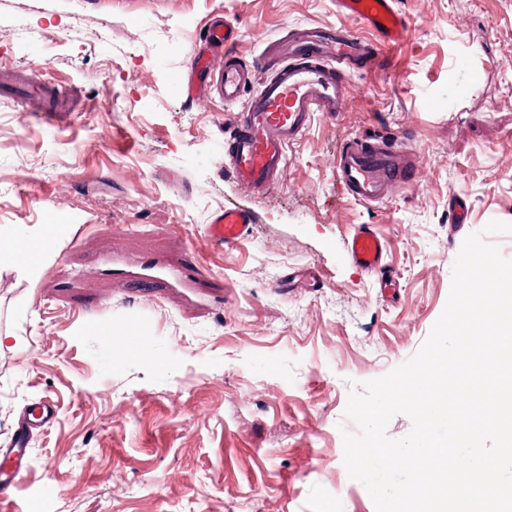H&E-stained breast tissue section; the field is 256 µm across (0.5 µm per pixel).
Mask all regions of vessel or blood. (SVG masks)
Here are the masks:
<instances>
[{
  "label": "vessel or blood",
  "mask_w": 512,
  "mask_h": 512,
  "mask_svg": "<svg viewBox=\"0 0 512 512\" xmlns=\"http://www.w3.org/2000/svg\"><path fill=\"white\" fill-rule=\"evenodd\" d=\"M348 27L310 25L297 35L272 42L268 52L279 66L272 77L256 82V72L226 55L224 65L211 67L200 48H194L188 70L180 72L188 96L214 95L225 103H241L224 144V161L235 179L256 191L274 187L281 179L290 148L308 131L314 118L333 117L347 100L351 72L388 71L393 49L408 33L406 17L396 0H334ZM238 38L233 23L208 25L204 45H232ZM336 171L348 193L374 206L396 189L412 186L420 170L414 155L380 137H353L336 154ZM248 211L227 207L214 214L208 226L218 245L236 244L247 232ZM359 270L380 275L382 286L393 284L386 274V244L371 225H363L347 243Z\"/></svg>",
  "instance_id": "1"
}]
</instances>
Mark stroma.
I'll use <instances>...</instances> for the list:
<instances>
[{"label":"stroma","instance_id":"35a3bbf8","mask_svg":"<svg viewBox=\"0 0 512 512\" xmlns=\"http://www.w3.org/2000/svg\"><path fill=\"white\" fill-rule=\"evenodd\" d=\"M399 6L393 68L352 74L344 111L252 192L219 155L240 105L190 98L176 76L214 15L250 64L339 23L334 0H0V75L62 88L68 112L0 93V246L63 227L38 272L0 267V463L28 414L54 409L0 512H375L343 462L353 383L419 350L468 234L512 260V233L485 230L512 223V0ZM371 133L421 166L376 206L334 165ZM456 196L468 223L452 220ZM232 204L248 235L214 245L206 226ZM362 224L387 243L391 290L349 260Z\"/></svg>","mask_w":512,"mask_h":512}]
</instances>
